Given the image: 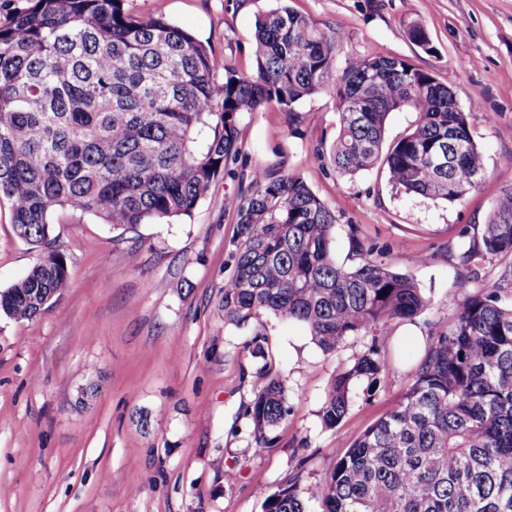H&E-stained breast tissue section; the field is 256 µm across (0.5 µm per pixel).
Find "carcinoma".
<instances>
[{
  "instance_id": "cac0c4a2",
  "label": "carcinoma",
  "mask_w": 512,
  "mask_h": 512,
  "mask_svg": "<svg viewBox=\"0 0 512 512\" xmlns=\"http://www.w3.org/2000/svg\"><path fill=\"white\" fill-rule=\"evenodd\" d=\"M342 34L281 7L255 22L253 71L216 58L190 33L126 0H30L0 25V201L15 235L40 249L25 276L0 291V315L37 317L66 283L52 213L75 207L113 228L189 216L241 154L240 118L270 102L287 108L332 93L339 130L313 156L354 177L379 166L391 184L455 203L475 189L484 159L467 114L448 86L411 62L379 53L337 56ZM224 72V81L217 80ZM410 108L414 128L389 146L390 113ZM224 208L236 224L224 322L245 326L262 312L303 324L332 354L351 336L367 351L332 379L318 415L333 428L353 387L392 368V321L429 306L417 284L350 228L357 263L333 257L336 213L303 177L257 166ZM455 255L467 272L507 260L498 281L468 297L435 328L393 408L359 435L317 485L318 512H512V188L495 201L481 236ZM265 359L245 414L256 446L270 448L288 417V384ZM302 467L263 512H311Z\"/></svg>"
}]
</instances>
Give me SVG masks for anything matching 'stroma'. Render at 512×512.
<instances>
[{
  "label": "stroma",
  "instance_id": "obj_1",
  "mask_svg": "<svg viewBox=\"0 0 512 512\" xmlns=\"http://www.w3.org/2000/svg\"><path fill=\"white\" fill-rule=\"evenodd\" d=\"M287 4L322 29L343 32L341 54L388 53L430 72L454 92L484 156L485 175L449 204L394 188L384 169L343 177L314 159L331 146L338 114L321 92L295 104L298 124L271 104L242 114V152L193 214L115 229L67 208L53 234L68 277L31 320L0 316V512H262L288 474L313 489L352 441L411 382L430 324L451 323L464 298L492 286L501 262H483L468 287L449 255L461 229L480 233L494 200L512 187V0H128L161 15L240 71L254 64L255 20ZM422 23L424 50L406 33ZM300 174L336 212L333 253L350 264L349 225L377 244L396 272L430 300L416 322H392L396 367L374 396L356 385L342 423L318 410L343 367L371 342L354 336L324 354L306 328L262 313L239 329L224 322L236 226L224 201L256 166ZM40 252L13 232L0 205V291ZM266 336L290 412L272 447L256 448L245 408L260 359L247 344ZM234 481H226V472Z\"/></svg>",
  "mask_w": 512,
  "mask_h": 512
}]
</instances>
